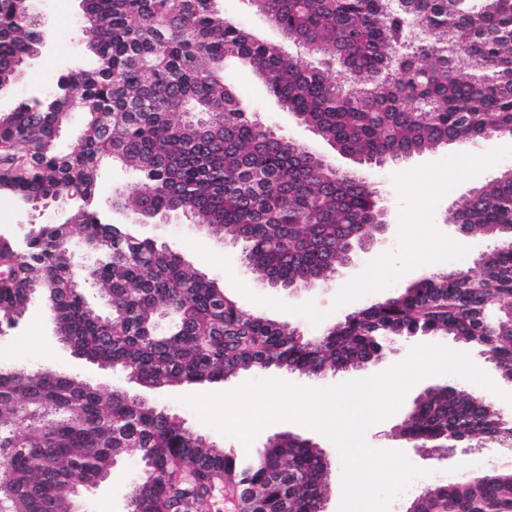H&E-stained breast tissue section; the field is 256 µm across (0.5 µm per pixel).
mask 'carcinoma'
<instances>
[{"instance_id": "cac0c4a2", "label": "carcinoma", "mask_w": 512, "mask_h": 512, "mask_svg": "<svg viewBox=\"0 0 512 512\" xmlns=\"http://www.w3.org/2000/svg\"><path fill=\"white\" fill-rule=\"evenodd\" d=\"M81 2L92 63L0 111V190L25 209L46 210L61 195L88 202L101 164L118 161L142 187L113 193V208L158 223L173 214L199 219L213 236L242 243L244 264L270 288L324 281L383 235L372 167L512 127L507 0H247L312 57L305 64L225 17L219 0ZM43 38L23 0H0V93H11ZM233 62L365 171L340 172L260 123L224 80ZM74 112L84 115L80 139L63 152L58 131ZM449 220L465 236L497 242L480 258V278L432 273L348 315L321 341L245 314L176 249L107 224L93 209L40 224L0 250L11 271L0 283V318H18L34 295L52 294L61 344L152 389L271 368L344 373L379 361L384 341L418 334L473 343L512 381V171L471 189ZM71 224L100 246L90 287L110 318L71 287ZM321 235L338 237L329 255ZM494 302L506 304V317L491 331ZM401 431L435 443L459 432L512 443V422L486 393L460 394L451 384L421 394ZM128 448L147 451L129 512H199L223 483L261 489L259 502L245 504L251 512H318L326 496L322 450L300 436L252 455L226 452L142 395L103 392L46 368L0 371V453L13 460L0 494L5 512H70L74 487L112 476ZM413 507L512 512V469L433 484Z\"/></svg>"}]
</instances>
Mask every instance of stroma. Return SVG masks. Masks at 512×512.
<instances>
[{
    "label": "stroma",
    "instance_id": "35a3bbf8",
    "mask_svg": "<svg viewBox=\"0 0 512 512\" xmlns=\"http://www.w3.org/2000/svg\"><path fill=\"white\" fill-rule=\"evenodd\" d=\"M35 11L48 23L49 49L28 67L15 85L13 96L23 99L43 83L83 55L79 30L84 23L80 0H36ZM224 78L250 111L279 134L323 154L330 147L316 137L309 127L297 123L271 96L264 82L249 69L232 63L226 66ZM512 169V137L482 140L475 144L452 143L436 151L391 163L372 173L382 193L387 212L388 230L368 253L353 256L337 277L319 282L293 293L268 288L246 271L240 260L241 247L210 235L182 216L170 217L167 223L135 225V232L175 246L181 256L214 278L247 314L259 313L288 322L307 339L320 336L323 330L359 310L366 303L393 295L413 281L426 275V268L408 269L401 262L409 241L419 242L424 252L438 256L436 271L463 269L480 277L477 264L480 254L493 243L482 237L461 240L447 217L459 205L468 191L480 182L494 178L503 170ZM136 175L119 163H108L102 171L93 206L115 223H125L126 217L112 208V191L136 187ZM428 336L397 338L387 344L388 352L380 361L341 374L314 377L270 369L244 372L228 380L204 384L183 385L151 392L150 398L184 419L185 423L208 442L224 449L246 453L248 447H261L267 438L282 432H292L311 438L325 453L330 464L329 494L326 512H338L341 496L342 461L337 447L320 432L292 420H281L260 429L251 443L224 433L204 422L188 404L191 396L225 394L247 383H262L271 379L284 380L308 388H325L348 380L362 379L387 372L402 364L415 347L431 344ZM440 344L470 355L475 365L490 377L498 392L492 400L503 416L512 417V381L501 377L498 370L482 354L480 348L451 336H443ZM13 346V364L49 368L69 375L98 377L106 388L138 392L137 384L128 382L117 370H104L91 362L74 357L70 349L57 340L53 316L42 298H35L24 315L0 333V346ZM451 383L463 394L477 392V385L456 376H426L410 387L399 408L373 424L366 433L370 446L385 451L403 452L409 462L425 469V476L415 478L403 492L388 503L386 512H405L407 503L422 488L434 482L450 479H472L493 468L512 469V447L497 442H471L469 447L456 448L443 456H426L411 449L399 432V426L410 412L415 399L425 390ZM141 472L140 452L128 449L112 471L107 484L88 494L83 502L85 512H125L123 495L128 484Z\"/></svg>",
    "mask_w": 512,
    "mask_h": 512
}]
</instances>
